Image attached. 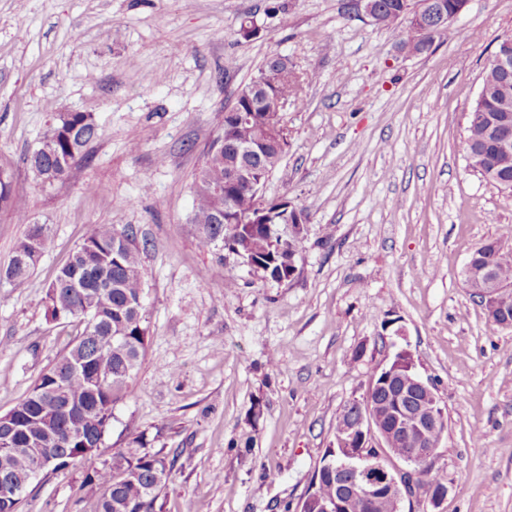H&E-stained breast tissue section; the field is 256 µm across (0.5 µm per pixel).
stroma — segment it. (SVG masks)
I'll return each mask as SVG.
<instances>
[{"label": "stroma", "instance_id": "35a3bbf8", "mask_svg": "<svg viewBox=\"0 0 512 512\" xmlns=\"http://www.w3.org/2000/svg\"><path fill=\"white\" fill-rule=\"evenodd\" d=\"M359 0H0V171L47 227L19 287L0 279V414L76 339L47 286L100 224L134 228L149 333L101 459L142 440L171 473L155 512H285L335 446L336 417L409 349L447 428L432 461L443 512H512V328L461 272L512 225V193L467 165L483 72L512 37V0H469L427 53L400 48ZM259 34L236 35L243 16ZM298 94L267 200L303 210L294 278L204 250L194 177L224 111L272 55ZM98 135L65 180L27 161L60 115ZM88 467L35 481L17 512H90Z\"/></svg>", "mask_w": 512, "mask_h": 512}]
</instances>
